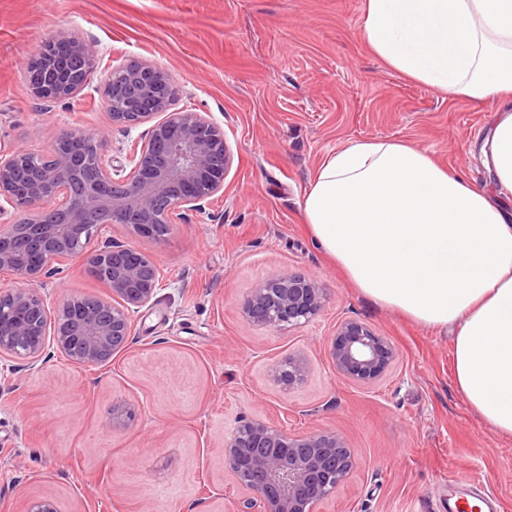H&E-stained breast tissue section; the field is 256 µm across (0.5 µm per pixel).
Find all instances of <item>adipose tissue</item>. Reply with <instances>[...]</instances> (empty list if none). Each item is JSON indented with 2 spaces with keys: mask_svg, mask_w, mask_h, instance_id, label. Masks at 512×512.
Listing matches in <instances>:
<instances>
[{
  "mask_svg": "<svg viewBox=\"0 0 512 512\" xmlns=\"http://www.w3.org/2000/svg\"><path fill=\"white\" fill-rule=\"evenodd\" d=\"M386 67L449 99L512 100V0H364ZM479 187L410 142L325 155L302 210L309 237L380 308L452 334L467 408L512 439V111L494 114Z\"/></svg>",
  "mask_w": 512,
  "mask_h": 512,
  "instance_id": "obj_1",
  "label": "adipose tissue"
}]
</instances>
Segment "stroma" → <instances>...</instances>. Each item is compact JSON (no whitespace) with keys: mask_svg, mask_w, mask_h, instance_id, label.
I'll return each instance as SVG.
<instances>
[{"mask_svg":"<svg viewBox=\"0 0 512 512\" xmlns=\"http://www.w3.org/2000/svg\"><path fill=\"white\" fill-rule=\"evenodd\" d=\"M363 0H0V143L36 150L46 129L103 130L116 163L138 130L112 127L98 92L113 62L146 60L178 87L176 108L211 113L233 157L223 223L190 216L164 241L137 240L163 273L133 341L102 367L52 353L39 370L0 364V512L50 498L59 512H235L245 492L224 435L260 417L294 433L335 430L355 461L323 512H446L448 479L468 477L512 512V441L452 385L451 337L380 309L337 276L302 228L304 193L324 155L361 139H401L491 184L480 146L495 104L448 100L388 69L361 39ZM67 32L95 45L83 92L49 104L22 69ZM279 272L326 290L309 324L274 333L242 313ZM49 307L106 295L79 262L49 279ZM371 325L395 347L379 379L332 367L339 323ZM300 353L307 381L283 389L271 366ZM137 416L112 428L115 402Z\"/></svg>","mask_w":512,"mask_h":512,"instance_id":"obj_1","label":"stroma"}]
</instances>
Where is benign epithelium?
Instances as JSON below:
<instances>
[{
	"label": "benign epithelium",
	"mask_w": 512,
	"mask_h": 512,
	"mask_svg": "<svg viewBox=\"0 0 512 512\" xmlns=\"http://www.w3.org/2000/svg\"><path fill=\"white\" fill-rule=\"evenodd\" d=\"M97 60L93 44L63 34L28 61L23 79L40 101L68 100L86 88ZM98 92L112 126L149 124L127 148L126 175L113 177L102 131L56 127L41 153L0 145V270L24 283L0 289L1 361L35 369L53 350L83 366L111 361L129 344L134 314L161 288L153 256L113 236L112 225L163 241L176 221L206 213L224 196L232 162L224 132L208 112L171 110L178 89L166 71L120 63ZM74 258L110 297L69 296L51 312L42 286ZM325 297L317 283L282 272L252 289L242 311L251 325L281 332L312 321ZM329 357L338 375L365 382L388 370L395 350L369 325L349 320L337 325ZM270 372L290 390L307 381L310 367L293 354ZM134 417L131 404L114 405L112 430ZM224 462L248 492L237 512H319L353 469L336 432L291 433L262 418H243L224 436Z\"/></svg>",
	"instance_id": "7a95c632"
}]
</instances>
